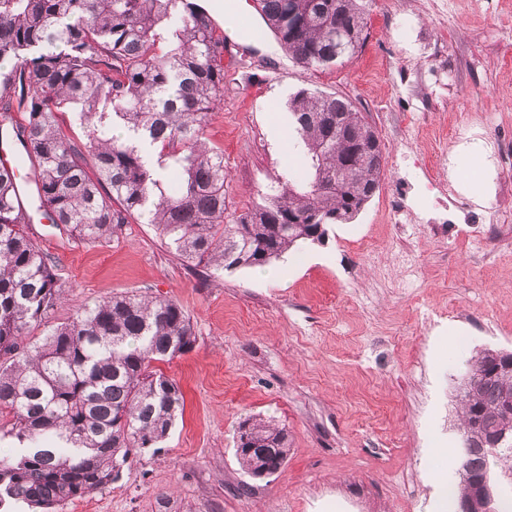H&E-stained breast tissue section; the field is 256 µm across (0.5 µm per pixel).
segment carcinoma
Masks as SVG:
<instances>
[{"instance_id": "obj_1", "label": "carcinoma", "mask_w": 512, "mask_h": 512, "mask_svg": "<svg viewBox=\"0 0 512 512\" xmlns=\"http://www.w3.org/2000/svg\"><path fill=\"white\" fill-rule=\"evenodd\" d=\"M304 5L315 22L295 32L288 5ZM266 27L286 54L307 68L353 56L364 42L368 0H257ZM354 32L343 54L336 25ZM0 138L9 134L29 163L38 209L94 243L142 220L178 255L212 274L261 267L299 242H321L327 226L353 219L379 188L382 148L344 167L342 134L316 122L359 111L347 100L302 89L288 101L293 132L304 146L309 180L288 186L224 222V152L205 127L224 101V32L198 0H0ZM74 112L87 128L77 144L58 123ZM160 148L158 168L141 144ZM18 167L0 165V435L19 456L0 459V502L40 512L108 487L136 448L156 446L183 406L175 382L155 362L189 352L190 318L167 296L120 293L48 326L33 342L65 290L50 255L25 231ZM482 351L462 377L463 442L477 449L459 475L458 496L488 471L497 454L512 455V374L496 371ZM236 457L246 473L269 448L286 462L288 430L249 416L238 426Z\"/></svg>"}]
</instances>
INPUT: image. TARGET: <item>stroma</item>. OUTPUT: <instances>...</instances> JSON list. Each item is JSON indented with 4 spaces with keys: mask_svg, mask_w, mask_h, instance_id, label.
Segmentation results:
<instances>
[{
    "mask_svg": "<svg viewBox=\"0 0 512 512\" xmlns=\"http://www.w3.org/2000/svg\"><path fill=\"white\" fill-rule=\"evenodd\" d=\"M224 32V102L207 136L224 153V214L263 204L307 178L303 157L274 143L279 89L343 97L376 127L379 189L333 224L287 280L232 269L205 277L134 220L88 244L34 223L71 292L50 322L115 293L176 297L191 351L156 368L184 410L160 444L131 454L118 482L88 494L95 512H457L463 446L459 379L482 349L512 352V0H371L361 51L326 70L302 67L274 36H251L256 10H215ZM426 95H411L412 82ZM503 139L500 184L485 143L455 146L458 124ZM454 175L491 224H422L434 181ZM258 416L288 429V461L255 479L236 431Z\"/></svg>",
    "mask_w": 512,
    "mask_h": 512,
    "instance_id": "35a3bbf8",
    "label": "stroma"
}]
</instances>
